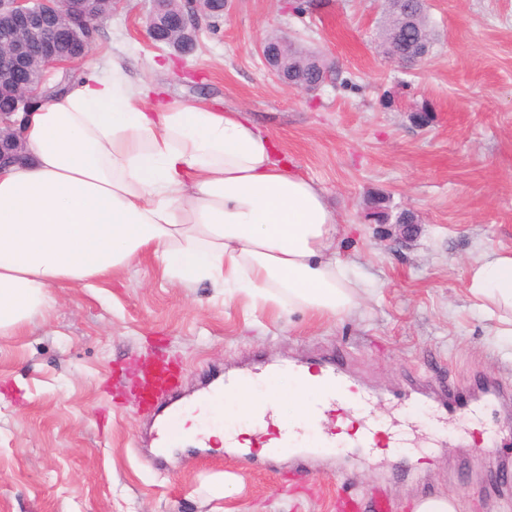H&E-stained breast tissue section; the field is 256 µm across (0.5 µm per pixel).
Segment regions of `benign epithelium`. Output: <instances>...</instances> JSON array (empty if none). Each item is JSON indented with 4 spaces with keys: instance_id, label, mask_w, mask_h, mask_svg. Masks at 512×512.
<instances>
[{
    "instance_id": "obj_1",
    "label": "benign epithelium",
    "mask_w": 512,
    "mask_h": 512,
    "mask_svg": "<svg viewBox=\"0 0 512 512\" xmlns=\"http://www.w3.org/2000/svg\"><path fill=\"white\" fill-rule=\"evenodd\" d=\"M165 0H154L148 18L147 32L155 38L161 30L165 41L177 53L188 54L196 44L198 28V0H183L176 10L164 11ZM96 0H0V90L13 97L12 112H27L34 97L46 81L48 68L62 64L65 59L58 46L77 38L93 28L102 19L96 14ZM261 52L278 79L301 90L318 89L326 83L325 72L308 84L289 77V70L281 63V55L263 45ZM42 59L41 71L32 69V60ZM21 121L6 119L0 113V166L19 162L23 150Z\"/></svg>"
}]
</instances>
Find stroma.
Returning <instances> with one entry per match:
<instances>
[{
    "mask_svg": "<svg viewBox=\"0 0 512 512\" xmlns=\"http://www.w3.org/2000/svg\"><path fill=\"white\" fill-rule=\"evenodd\" d=\"M426 6L433 49L414 65L378 47L383 0H233L202 17L187 55L150 41L151 0H120L97 23L91 59L120 57L168 99L242 112L269 132L338 211L341 255L366 293L354 315L318 319L162 281L148 256L117 281L54 289L47 313L0 335V512H336L346 478L393 512L427 494L460 512H512V430L484 414L477 427L499 446L479 454L476 437L391 399L409 372L512 388V343L467 290L480 254L512 251V0ZM273 36L316 52L332 78L315 91L283 84L261 53ZM379 205L416 221L377 223ZM339 355L379 394L382 423L418 421L413 447L371 460L341 448L299 466L221 448L151 457L142 365L169 361L188 397L258 359Z\"/></svg>",
    "mask_w": 512,
    "mask_h": 512,
    "instance_id": "stroma-1",
    "label": "stroma"
}]
</instances>
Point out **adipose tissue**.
<instances>
[{
  "label": "adipose tissue",
  "instance_id": "1",
  "mask_svg": "<svg viewBox=\"0 0 512 512\" xmlns=\"http://www.w3.org/2000/svg\"><path fill=\"white\" fill-rule=\"evenodd\" d=\"M89 65L28 120L26 159L0 173V335L51 308L52 288L90 284L151 253L162 279L318 316L353 314L364 291L338 250L323 190L238 112L168 100L154 82ZM481 309L508 311L512 253L469 273ZM313 376L283 373L225 407L307 425Z\"/></svg>",
  "mask_w": 512,
  "mask_h": 512
}]
</instances>
